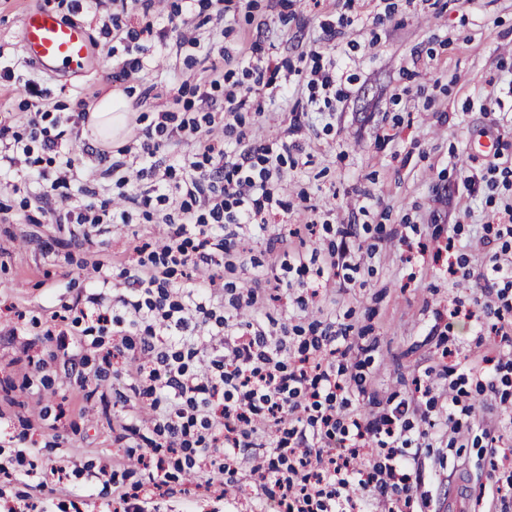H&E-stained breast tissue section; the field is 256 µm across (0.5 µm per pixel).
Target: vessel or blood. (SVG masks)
I'll return each mask as SVG.
<instances>
[{"label":"vessel or blood","instance_id":"b4317fda","mask_svg":"<svg viewBox=\"0 0 512 512\" xmlns=\"http://www.w3.org/2000/svg\"><path fill=\"white\" fill-rule=\"evenodd\" d=\"M22 49L46 74L58 71L80 75L92 63V46L86 30L65 22L47 7L29 9L21 17Z\"/></svg>","mask_w":512,"mask_h":512}]
</instances>
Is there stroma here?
Here are the masks:
<instances>
[{
  "label": "stroma",
  "instance_id": "obj_1",
  "mask_svg": "<svg viewBox=\"0 0 512 512\" xmlns=\"http://www.w3.org/2000/svg\"><path fill=\"white\" fill-rule=\"evenodd\" d=\"M37 6L86 28L95 53L89 73L50 78L26 58L20 19ZM182 9L174 19L157 20L168 33L148 37L143 71L116 83L112 40L103 28L111 0L76 15L65 0H0V64L37 81L73 116L92 110L109 92L129 90L118 146L135 143L140 123H158L165 114L164 155L191 157L198 146L178 126L206 114L222 122L224 90L210 89L205 100L182 95L185 80L208 79L217 69L251 85L236 62L254 48L284 69L310 64L316 52L335 57L347 95L334 101L333 111H315L303 81L286 96L272 85L252 94L240 132L258 145L291 148L273 185V213L263 228L233 225L240 244L234 268L216 265L197 277H220L240 289L276 286L277 298L240 310L238 320L260 324L274 338L287 336L291 346L308 337L313 323L371 346L367 359L346 360L367 390L350 392L351 411L369 416L389 400L429 410L435 426L427 443L404 451L412 488L407 512H448V497L460 484L468 487L470 512H512L506 482L512 463L500 455L512 449V365L491 373V391L477 387L483 357L497 356L501 346L484 316L486 305H498L497 291L481 275L490 255L502 251L512 259V237L504 241L488 231L512 206V181L500 173L512 167V0H224L219 28L210 21L214 9L202 0H187ZM185 22L197 27L200 45L179 44ZM329 23L336 27L330 40L324 34ZM82 161L96 178L85 190H71L69 207L92 196L116 203L140 193L138 182L99 178L95 157ZM37 189L27 172H0V202L8 206L0 211V462L21 449L27 457L16 466L15 481L0 490L24 492L41 500L46 512H63L70 491L80 486L87 512H108L107 497L88 484L86 473L104 465L122 470L121 427L138 414L131 400L135 381L118 373L102 389L93 367L80 377L65 374L44 324L89 289L117 299L125 288L120 271L137 259L136 241L162 236L166 227L146 222L134 208L129 223L88 228L77 245L70 225L54 221L63 204L58 198L44 211L23 210L24 198ZM340 224L359 227L345 258L352 283L301 306L306 290L271 242L283 240L301 254L313 280L339 242ZM449 240L454 255L466 259L471 280L454 281L437 261L436 249ZM448 348L457 352L462 388L474 407L462 420L460 448L449 446L441 427L445 414L430 405L431 397L448 390ZM32 357L45 360L43 373L30 372ZM104 391L128 400L105 404ZM504 393L510 396L505 404ZM62 456L71 474L44 485L43 469ZM237 468V486L223 490L209 484L208 473L195 474L185 480V493L155 496L153 506L157 512H280L277 500L257 491L248 459L239 458Z\"/></svg>",
  "mask_w": 512,
  "mask_h": 512
}]
</instances>
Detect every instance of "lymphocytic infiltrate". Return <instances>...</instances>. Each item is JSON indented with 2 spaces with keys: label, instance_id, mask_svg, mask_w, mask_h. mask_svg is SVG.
<instances>
[{
  "label": "lymphocytic infiltrate",
  "instance_id": "f902f5d3",
  "mask_svg": "<svg viewBox=\"0 0 512 512\" xmlns=\"http://www.w3.org/2000/svg\"><path fill=\"white\" fill-rule=\"evenodd\" d=\"M20 89L34 98V109L22 130L0 123V163L16 166L37 147L57 158L56 177L40 172V190L26 201L37 208L51 193L81 182L82 173L73 150L62 147L68 117L55 113L35 80ZM166 131L162 123L142 131L136 178L146 187L133 203L149 221L155 204L178 195V223L165 241L137 246L136 268L123 269L130 287L120 299L123 314L92 293L87 307L58 318L51 329L61 344L71 336L115 338L116 348L101 356L99 377L126 368L128 359L137 362L133 393L147 420L130 425L126 457L146 477L135 481L130 472L102 467L89 472V481L100 484L118 512H143L155 492L174 493L187 469L215 470L225 485H235L238 470L226 454L231 448L251 456L261 492L277 497L282 512H355L353 484L374 491L387 512H403L409 476L396 456L414 441L408 406L397 404L369 420L346 414L351 378L334 358L348 356L353 342L328 327L311 339L322 359L304 351L295 356L262 329L241 331L233 310L256 305L255 292L234 295L230 310L218 311L196 301L202 294L223 296L216 280L173 282L177 273L212 263L209 230L267 223L271 179L282 171L287 145L247 147L228 164L223 140L213 138L188 177L176 182L175 165L158 159Z\"/></svg>",
  "mask_w": 512,
  "mask_h": 512
}]
</instances>
